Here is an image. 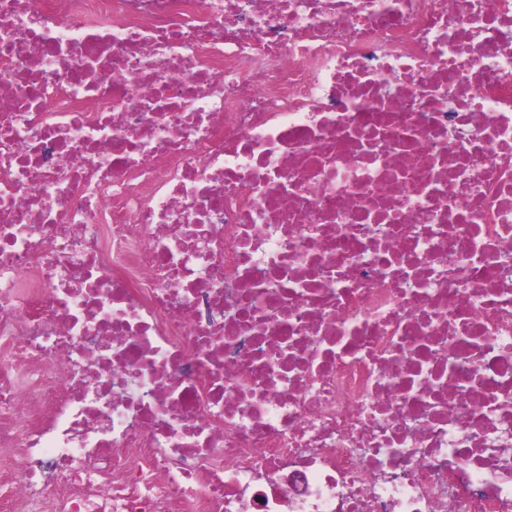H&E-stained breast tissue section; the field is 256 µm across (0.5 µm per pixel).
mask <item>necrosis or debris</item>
<instances>
[{"label": "necrosis or debris", "instance_id": "4bbe7bcc", "mask_svg": "<svg viewBox=\"0 0 512 512\" xmlns=\"http://www.w3.org/2000/svg\"><path fill=\"white\" fill-rule=\"evenodd\" d=\"M9 512H512V0H0Z\"/></svg>", "mask_w": 512, "mask_h": 512}]
</instances>
